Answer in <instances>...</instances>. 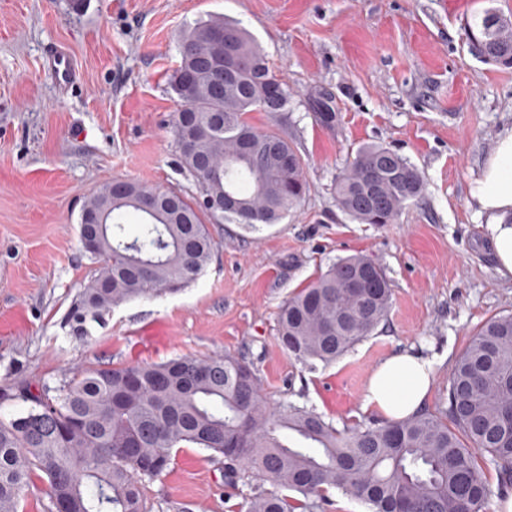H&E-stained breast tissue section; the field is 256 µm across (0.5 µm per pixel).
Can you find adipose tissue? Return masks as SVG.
<instances>
[{
  "mask_svg": "<svg viewBox=\"0 0 512 512\" xmlns=\"http://www.w3.org/2000/svg\"><path fill=\"white\" fill-rule=\"evenodd\" d=\"M472 203L486 215L497 258V271L512 278V130L498 138L480 179L469 190ZM433 376L430 362L412 353L384 360L372 373L366 390L368 405L394 422L416 413L426 400Z\"/></svg>",
  "mask_w": 512,
  "mask_h": 512,
  "instance_id": "obj_1",
  "label": "adipose tissue"
}]
</instances>
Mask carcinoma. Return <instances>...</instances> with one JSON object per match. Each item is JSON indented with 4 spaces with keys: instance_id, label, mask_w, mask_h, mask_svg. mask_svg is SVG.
<instances>
[{
    "instance_id": "obj_1",
    "label": "carcinoma",
    "mask_w": 512,
    "mask_h": 512,
    "mask_svg": "<svg viewBox=\"0 0 512 512\" xmlns=\"http://www.w3.org/2000/svg\"><path fill=\"white\" fill-rule=\"evenodd\" d=\"M211 31L233 34L241 73L215 95L205 76L195 79L189 102L196 155L180 156L198 194L230 195L235 208H204L173 189L132 184L128 196L99 187L82 213H106L95 250L99 269L72 312L73 331L85 332L112 308L137 298L175 293L194 282L213 251L208 225L227 219L249 229L279 223L306 195L302 155L282 133L259 129L252 112H282L290 101L268 94L275 77L252 37L237 23L211 17L180 39L181 62L172 87L183 94L186 75L201 69ZM472 45L485 61L512 66V18L485 12ZM256 146L242 159L244 140ZM210 164L197 173V160ZM420 172L378 145L359 147L338 174L337 207L360 224H391L407 203L422 197ZM141 213L132 240L125 215ZM391 288L370 257L341 258L293 294L278 317L281 346L313 368L348 352L387 317ZM28 407L0 414V512H17L33 471L43 473L54 508L65 512H147L143 479L168 469L174 449L192 444L237 462L275 490L252 498L248 512L320 508L335 488L368 504L371 512H486L488 486L478 455L503 478L512 477V313L485 321L469 339L448 378V419L418 412L396 422L336 429L297 407L271 411L251 365L232 354L182 356L156 364L85 370L62 385L27 389ZM294 433L310 443H289Z\"/></svg>"
}]
</instances>
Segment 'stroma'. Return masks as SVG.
I'll return each instance as SVG.
<instances>
[{"instance_id":"stroma-1","label":"stroma","mask_w":512,"mask_h":512,"mask_svg":"<svg viewBox=\"0 0 512 512\" xmlns=\"http://www.w3.org/2000/svg\"><path fill=\"white\" fill-rule=\"evenodd\" d=\"M512 0H0V394L100 367L216 352L244 358L270 406L314 411L337 429L381 415L366 403L386 358L416 352L434 378L426 411L444 415L448 377L470 336L512 312L484 217L470 202L499 135L512 128V68L485 62L470 27ZM223 16L255 38L287 85V111L256 112L306 162L309 191L280 223L210 225L213 254L184 290L128 301L75 335L68 321L96 265L81 211L116 180L194 193L178 162L170 80L188 24ZM65 50L79 80L60 92L46 62ZM327 100L332 126L316 119ZM365 144L406 158L423 196L395 223L360 224L336 206L339 171ZM362 253L392 289L388 316L336 362L308 370L278 340L282 304L338 259ZM186 444L146 481L151 512H246L268 482Z\"/></svg>"}]
</instances>
